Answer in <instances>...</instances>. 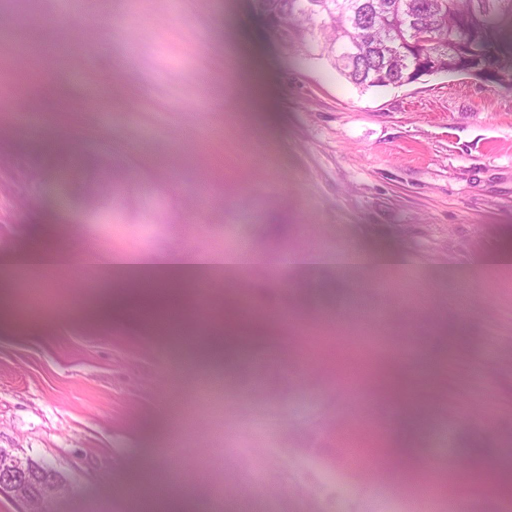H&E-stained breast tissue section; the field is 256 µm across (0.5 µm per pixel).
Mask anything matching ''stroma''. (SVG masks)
I'll use <instances>...</instances> for the list:
<instances>
[{
	"label": "stroma",
	"instance_id": "1",
	"mask_svg": "<svg viewBox=\"0 0 512 512\" xmlns=\"http://www.w3.org/2000/svg\"><path fill=\"white\" fill-rule=\"evenodd\" d=\"M79 2L64 17L62 0H0V17L95 42L91 74L112 78L69 138L59 100L80 80L0 46V108L16 107L27 70L51 90L38 131L0 127L31 202L18 216L0 196V245L406 262L215 269L208 306L185 288L181 336L102 313L127 271L0 268V448L50 471L41 512H139L141 487L190 490L197 512H504L469 470L477 444L488 464L512 463V265L480 264L512 251V91L449 74L361 90L281 50L251 0ZM250 70L260 112L240 90ZM242 300L267 334L205 398L197 340ZM396 357L434 393L415 401L412 451L385 467L399 413L374 373ZM436 457L450 465L432 497Z\"/></svg>",
	"mask_w": 512,
	"mask_h": 512
}]
</instances>
